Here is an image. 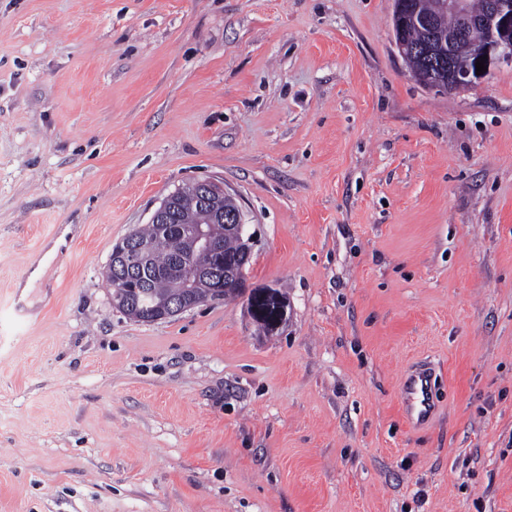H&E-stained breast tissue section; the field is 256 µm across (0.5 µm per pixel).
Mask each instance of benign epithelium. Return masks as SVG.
I'll return each instance as SVG.
<instances>
[{
	"instance_id": "1",
	"label": "benign epithelium",
	"mask_w": 512,
	"mask_h": 512,
	"mask_svg": "<svg viewBox=\"0 0 512 512\" xmlns=\"http://www.w3.org/2000/svg\"><path fill=\"white\" fill-rule=\"evenodd\" d=\"M452 15L458 20V27L448 32V40H439V54L448 58V74L445 80L438 79L428 67L415 69L412 76L421 84L436 89L457 91L464 89L484 78L476 74V66L459 71L454 65L452 49L462 33L480 28L485 37L473 56L477 61L483 56L485 68L506 64L512 67V0H485L481 13L469 10L467 0H435V11L430 15H419L407 9L406 4L398 2L394 10V26L397 32L396 46L402 55L409 52L408 44L402 38V31L409 26L425 27L432 31L439 29L440 18ZM200 205L207 208L214 198L230 199L224 193L223 186L209 180L196 184ZM176 194H170L154 212L151 223L155 224L158 235L171 233L179 226L184 242V253L176 258L171 273L182 280L184 293L168 301L152 304L148 300L127 302L121 305L131 318L142 322H157L179 315L189 309L200 306L209 298L198 296L193 288L201 279L213 281L215 295L224 288H238L248 291L247 309L251 319L265 324L270 333L278 332L288 321V301L273 288L247 289L246 265L253 248V236L246 234L245 215L238 205L219 211L210 210L209 220L205 224H187L174 215ZM217 224L224 225L225 232L237 237L239 250L234 258L224 259L222 241L213 231ZM153 251V241L141 239L135 233L123 238L113 249L109 262L111 270L107 284L111 288H143L148 278L153 276L148 262ZM207 256L213 264L203 268L195 263V258Z\"/></svg>"
}]
</instances>
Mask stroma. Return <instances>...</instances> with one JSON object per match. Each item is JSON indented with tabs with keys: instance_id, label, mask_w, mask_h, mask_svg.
Masks as SVG:
<instances>
[{
	"instance_id": "stroma-1",
	"label": "stroma",
	"mask_w": 512,
	"mask_h": 512,
	"mask_svg": "<svg viewBox=\"0 0 512 512\" xmlns=\"http://www.w3.org/2000/svg\"><path fill=\"white\" fill-rule=\"evenodd\" d=\"M393 11L0 0V512H512V71L424 87ZM200 180L276 334L112 304L115 244ZM247 299L248 313L254 322H260L257 326L264 334H268L267 329L277 333L287 323L288 301L276 289H250ZM432 369L423 364L413 366L401 383V396L413 425L427 421L435 412Z\"/></svg>"
}]
</instances>
